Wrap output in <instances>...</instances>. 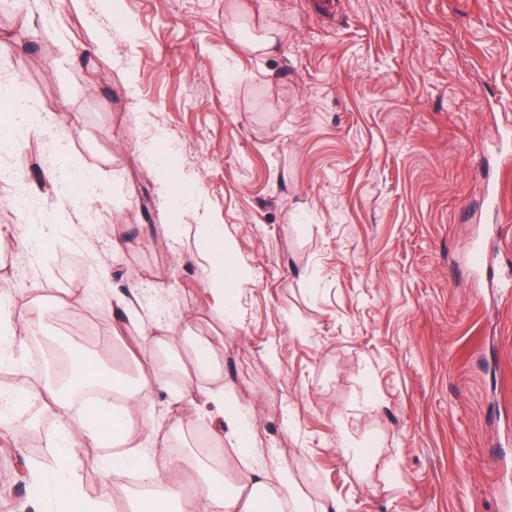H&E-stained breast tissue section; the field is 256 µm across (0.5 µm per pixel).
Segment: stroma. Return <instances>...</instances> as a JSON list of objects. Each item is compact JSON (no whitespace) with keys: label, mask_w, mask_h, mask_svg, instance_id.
<instances>
[{"label":"stroma","mask_w":512,"mask_h":512,"mask_svg":"<svg viewBox=\"0 0 512 512\" xmlns=\"http://www.w3.org/2000/svg\"><path fill=\"white\" fill-rule=\"evenodd\" d=\"M0 0V87L55 115L70 173L103 188L88 220L59 207L40 137L0 146V343L51 352L59 313L133 335L115 293H152L143 321L211 340L225 396L259 448L224 459L288 474V512H512V0ZM279 23L281 53L230 37ZM111 39L112 53L98 51ZM167 157L184 194L154 169ZM65 232L30 250L47 211ZM223 230L233 298L213 310ZM494 258L473 265L475 252ZM88 257L93 292L62 279ZM185 386L152 395L157 466L206 463ZM0 434V512H50L52 465ZM45 475L41 492L21 476Z\"/></svg>","instance_id":"35a3bbf8"}]
</instances>
